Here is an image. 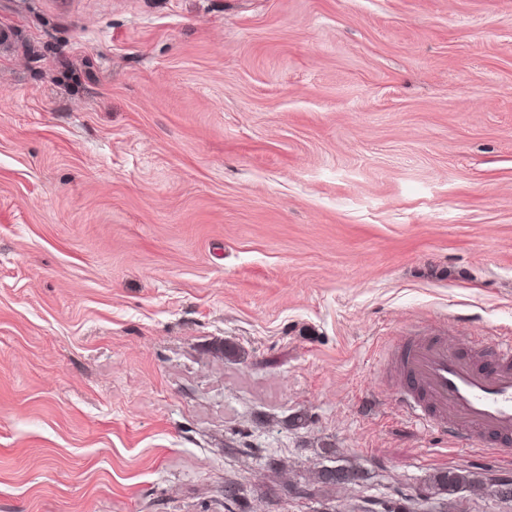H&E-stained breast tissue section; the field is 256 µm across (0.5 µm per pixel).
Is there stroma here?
<instances>
[{
    "label": "stroma",
    "mask_w": 512,
    "mask_h": 512,
    "mask_svg": "<svg viewBox=\"0 0 512 512\" xmlns=\"http://www.w3.org/2000/svg\"><path fill=\"white\" fill-rule=\"evenodd\" d=\"M0 512H512L399 336H512V0H0ZM362 466L319 482L325 449ZM474 483L473 474L461 469L439 472L433 476L434 486L444 491L448 496H453Z\"/></svg>",
    "instance_id": "1"
}]
</instances>
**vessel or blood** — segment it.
<instances>
[{"label": "vessel or blood", "instance_id": "vessel-or-blood-1", "mask_svg": "<svg viewBox=\"0 0 512 512\" xmlns=\"http://www.w3.org/2000/svg\"><path fill=\"white\" fill-rule=\"evenodd\" d=\"M402 342L395 367L409 420L461 441L512 446V336L480 357L436 332Z\"/></svg>", "mask_w": 512, "mask_h": 512}]
</instances>
